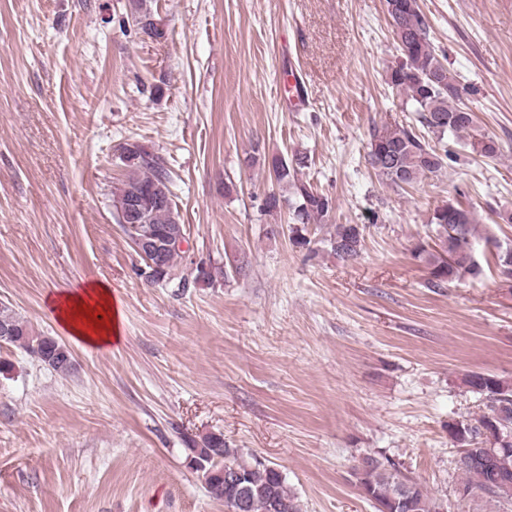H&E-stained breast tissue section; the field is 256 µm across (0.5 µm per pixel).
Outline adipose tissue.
<instances>
[{"label": "adipose tissue", "instance_id": "adipose-tissue-1", "mask_svg": "<svg viewBox=\"0 0 512 512\" xmlns=\"http://www.w3.org/2000/svg\"><path fill=\"white\" fill-rule=\"evenodd\" d=\"M61 324L77 339L106 346L118 341L117 310L111 289L88 284L53 300Z\"/></svg>", "mask_w": 512, "mask_h": 512}]
</instances>
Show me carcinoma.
<instances>
[{
  "instance_id": "carcinoma-1",
  "label": "carcinoma",
  "mask_w": 512,
  "mask_h": 512,
  "mask_svg": "<svg viewBox=\"0 0 512 512\" xmlns=\"http://www.w3.org/2000/svg\"><path fill=\"white\" fill-rule=\"evenodd\" d=\"M399 56L387 71V82L404 94L418 113L417 121L425 131L397 125H375L368 141V160L381 180L390 184H412L427 174L438 172L450 153L441 154L425 140L432 134L437 141L451 134L462 140L471 153L493 158L499 146L493 136L480 129L475 113L462 102L464 87L457 76L438 58L429 37L430 26L421 13L417 0H385ZM141 29L156 37L164 36L143 2L135 3ZM129 167L125 180L112 192V206L118 212L132 204L134 216L123 225L129 236L153 237L159 243L160 263L147 268L145 274L154 283L168 279L170 270L180 257L177 249H167L168 240L185 237L184 226L176 223L172 205L170 175L162 156L148 152L134 143L122 146ZM272 169L279 182L289 183L293 221L296 224L321 223L335 208L333 198L291 174L282 158L272 159ZM431 223L437 242L420 244L416 256L430 268L429 286L463 278L476 277L481 267L473 253L478 220L475 211L466 209L452 199L437 207ZM363 229L357 224H336L329 245L343 260L359 255ZM13 326L14 334L6 343L24 349L56 372L66 373L71 367V355L66 346L51 336H35L27 324L7 305L0 306V322ZM465 384L480 395L493 400L500 419L512 426V380L495 374H471ZM484 419L463 420L455 425L463 429L456 436L462 447L470 445L467 438H481ZM190 466L211 498L224 502L227 509H237L232 492L224 486L222 466L237 467L246 476L242 512H301L298 498L288 489L285 477L275 467L248 457L240 448H231L224 435L211 432L183 438ZM462 487L477 492L492 505L490 512H512V447L498 449L484 462L457 465ZM356 482L387 506L405 491L409 504L402 512H440V504L419 483L401 475L398 470L369 454L354 471Z\"/></svg>"
}]
</instances>
